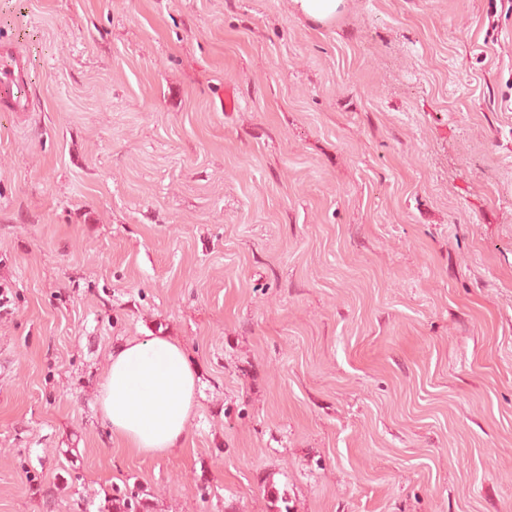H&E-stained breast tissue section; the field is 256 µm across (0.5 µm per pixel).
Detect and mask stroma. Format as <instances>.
I'll return each mask as SVG.
<instances>
[{
	"instance_id": "1",
	"label": "stroma",
	"mask_w": 512,
	"mask_h": 512,
	"mask_svg": "<svg viewBox=\"0 0 512 512\" xmlns=\"http://www.w3.org/2000/svg\"><path fill=\"white\" fill-rule=\"evenodd\" d=\"M0 50V512H512L500 0H0ZM159 334L200 369L160 458L97 404ZM296 10L319 24H329L336 19L342 0H292ZM8 88L15 87V99L11 101L12 108L15 112H30L33 110V103L29 93V87L22 80V74L18 71L15 74L12 68H3L0 70V86ZM113 492L111 496L105 494L103 505L97 512H147L145 500L148 494L135 483L132 487L125 484L123 489L115 488Z\"/></svg>"
}]
</instances>
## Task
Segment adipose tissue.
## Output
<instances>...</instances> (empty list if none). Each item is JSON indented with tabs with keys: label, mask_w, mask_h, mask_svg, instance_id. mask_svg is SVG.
I'll list each match as a JSON object with an SVG mask.
<instances>
[{
	"label": "adipose tissue",
	"mask_w": 512,
	"mask_h": 512,
	"mask_svg": "<svg viewBox=\"0 0 512 512\" xmlns=\"http://www.w3.org/2000/svg\"><path fill=\"white\" fill-rule=\"evenodd\" d=\"M197 381V368L177 340H126L102 376V417L113 437L136 453L168 455L185 441Z\"/></svg>",
	"instance_id": "adipose-tissue-1"
}]
</instances>
